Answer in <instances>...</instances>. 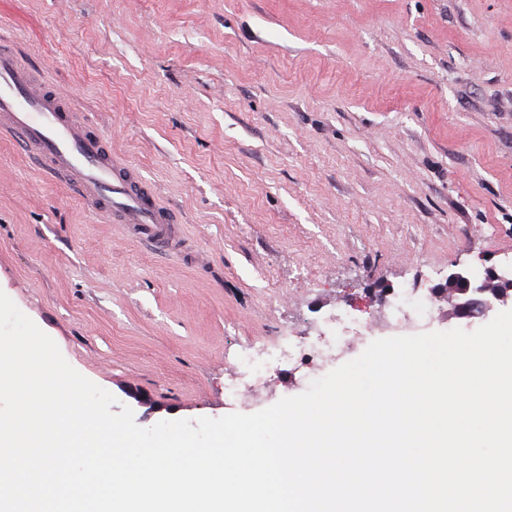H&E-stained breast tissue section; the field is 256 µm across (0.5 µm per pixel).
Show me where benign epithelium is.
<instances>
[{"label":"benign epithelium","instance_id":"1","mask_svg":"<svg viewBox=\"0 0 512 512\" xmlns=\"http://www.w3.org/2000/svg\"><path fill=\"white\" fill-rule=\"evenodd\" d=\"M489 279L498 281L499 286L488 298L485 283ZM443 288L455 299L454 314L459 319L484 316L496 304H512V279L498 274L493 269L487 270L482 279L467 269H450Z\"/></svg>","mask_w":512,"mask_h":512}]
</instances>
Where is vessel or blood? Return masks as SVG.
Here are the masks:
<instances>
[{"label":"vessel or blood","mask_w":512,"mask_h":512,"mask_svg":"<svg viewBox=\"0 0 512 512\" xmlns=\"http://www.w3.org/2000/svg\"><path fill=\"white\" fill-rule=\"evenodd\" d=\"M0 134L18 139L45 173L71 186L84 206L156 248H182L175 214L140 167L114 154L68 95L49 87L14 41L0 35Z\"/></svg>","instance_id":"1"}]
</instances>
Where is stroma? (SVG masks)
<instances>
[{"instance_id": "stroma-1", "label": "stroma", "mask_w": 512, "mask_h": 512, "mask_svg": "<svg viewBox=\"0 0 512 512\" xmlns=\"http://www.w3.org/2000/svg\"><path fill=\"white\" fill-rule=\"evenodd\" d=\"M0 29L183 224L141 242L0 136V291L139 426L260 411L381 333L231 398L242 343L399 288L463 329L449 268L512 278V0H0Z\"/></svg>"}]
</instances>
